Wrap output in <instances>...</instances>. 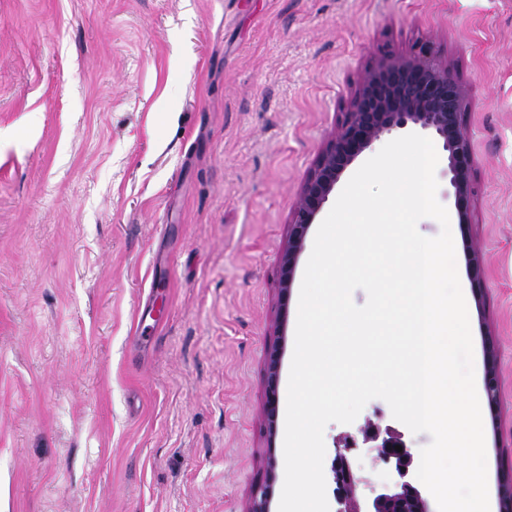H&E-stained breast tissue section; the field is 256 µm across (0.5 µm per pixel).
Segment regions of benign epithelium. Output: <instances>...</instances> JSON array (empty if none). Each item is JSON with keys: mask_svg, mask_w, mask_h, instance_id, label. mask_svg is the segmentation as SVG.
Listing matches in <instances>:
<instances>
[{"mask_svg": "<svg viewBox=\"0 0 512 512\" xmlns=\"http://www.w3.org/2000/svg\"><path fill=\"white\" fill-rule=\"evenodd\" d=\"M467 106L465 90L452 78L448 62L423 45L410 56L388 55L379 58L359 77L350 97L349 112L341 127L326 143L316 163L308 172L289 223L288 241L282 254V295L291 288L293 269L304 248L308 231L336 189L344 172L369 150L382 134L406 127H418L438 135L448 151L450 183L454 190L458 223L463 235L470 226L472 185V151L465 131ZM471 272L473 295L478 307H483L484 280L480 253L465 246ZM278 353H272L267 372V402L265 414L274 424L278 411ZM484 390L492 418L495 447L502 448L497 422L501 402L502 381L496 340L487 332ZM368 437L381 439L375 447L376 459L385 464L398 480L381 485L369 504L368 512H430L421 491L406 480L414 468V456L401 438L380 437L379 428L371 426ZM402 450H395V446ZM351 448H338L331 464L336 485V512H360L355 495L361 479L353 470L349 456ZM276 462L269 458L266 481L252 494L248 512H272L271 488L275 480ZM499 512H512V477L498 488Z\"/></svg>", "mask_w": 512, "mask_h": 512, "instance_id": "benign-epithelium-1", "label": "benign epithelium"}]
</instances>
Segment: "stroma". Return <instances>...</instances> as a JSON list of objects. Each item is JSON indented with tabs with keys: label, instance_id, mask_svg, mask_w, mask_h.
<instances>
[{
	"label": "stroma",
	"instance_id": "stroma-1",
	"mask_svg": "<svg viewBox=\"0 0 512 512\" xmlns=\"http://www.w3.org/2000/svg\"><path fill=\"white\" fill-rule=\"evenodd\" d=\"M428 44L468 95L471 227L450 229L473 340L499 349L483 412L489 507L512 445V0H0V512H246L276 460L267 367L286 397L301 185L376 59ZM480 251L476 304L465 242ZM370 400L330 423L358 497L390 480ZM484 390L491 414H497L501 402L502 381L499 370V357L494 334L489 330L486 334ZM278 378H279V365L278 353H272L268 365L267 372V402L265 407V414L269 426H273L277 418L278 411Z\"/></svg>",
	"mask_w": 512,
	"mask_h": 512
}]
</instances>
